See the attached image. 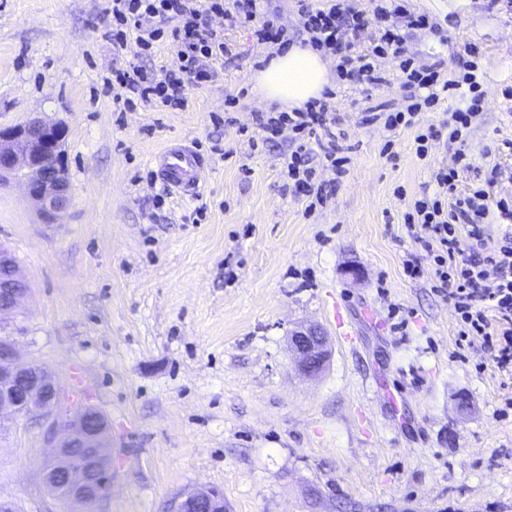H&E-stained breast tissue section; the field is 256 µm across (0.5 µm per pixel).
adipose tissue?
I'll return each instance as SVG.
<instances>
[{
    "mask_svg": "<svg viewBox=\"0 0 512 512\" xmlns=\"http://www.w3.org/2000/svg\"><path fill=\"white\" fill-rule=\"evenodd\" d=\"M328 84L324 52L299 44L282 48L256 77V88L265 99L292 109L321 99Z\"/></svg>",
    "mask_w": 512,
    "mask_h": 512,
    "instance_id": "adipose-tissue-1",
    "label": "adipose tissue"
}]
</instances>
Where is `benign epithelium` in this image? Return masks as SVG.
Listing matches in <instances>:
<instances>
[{
  "label": "benign epithelium",
  "mask_w": 512,
  "mask_h": 512,
  "mask_svg": "<svg viewBox=\"0 0 512 512\" xmlns=\"http://www.w3.org/2000/svg\"><path fill=\"white\" fill-rule=\"evenodd\" d=\"M64 129L57 124L32 119L14 128H0V182L21 179L28 196L45 215L56 217L67 204L69 182L62 165ZM0 320L15 313L29 293L13 258L0 247ZM300 370L309 376L321 372L329 356L327 337L318 326L300 327L288 337ZM59 392L40 367L18 362L15 343L0 338V417L40 410L55 416L50 424L51 452L42 468V478L56 499L71 507L97 502L109 492L112 482L111 455L105 444L106 422L91 406H85L77 421L58 413ZM173 512H224L223 494L204 488L179 497Z\"/></svg>",
  "instance_id": "benign-epithelium-1"
}]
</instances>
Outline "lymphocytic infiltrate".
<instances>
[{
    "mask_svg": "<svg viewBox=\"0 0 512 512\" xmlns=\"http://www.w3.org/2000/svg\"><path fill=\"white\" fill-rule=\"evenodd\" d=\"M265 0H112L113 44L135 41L142 56L148 57L157 42L169 40L177 52L178 68L166 80L155 81L143 66L116 70L112 91L116 97L136 94L145 103L158 102L172 109H185V78L205 83L214 73L210 61L230 56L224 33L250 30L257 41L286 45V30L264 7ZM371 15L346 5L345 0H302L299 8L310 44L337 56L342 81L364 87L380 85L383 77L377 60L391 54L399 58L402 86L409 92L404 109L387 113L384 127L394 132L416 129L415 151L427 160L433 141L446 139L455 145L454 167L432 172L433 192L416 199L405 215V227L420 244L421 253H407L403 262L408 278L423 275L422 255L433 259L434 289L451 304L459 329L455 345L466 352L482 341L501 376L502 388L512 387V199L492 200L490 190L499 167H492L484 182L460 190L461 172L471 170L472 160L464 150L473 121L484 96L485 72L478 62H463L453 74H445L442 62L416 66L407 56L404 31L433 29L425 14L416 12L410 0H372ZM223 15L222 28L212 27L211 15ZM368 45H360L359 34L368 24ZM368 30V29H367ZM458 99L439 125H424L422 110L447 99ZM255 126L262 145L274 144L282 130L294 134L292 146L282 156V167L294 194L324 200L315 180L317 168L335 175L345 172L346 157L336 147V116L329 102L314 100L305 108L290 112L257 114ZM509 221L510 226L495 242H488L485 228Z\"/></svg>",
    "mask_w": 512,
    "mask_h": 512,
    "instance_id": "obj_1",
    "label": "lymphocytic infiltrate"
}]
</instances>
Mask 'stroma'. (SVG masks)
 I'll use <instances>...</instances> for the list:
<instances>
[{"mask_svg": "<svg viewBox=\"0 0 512 512\" xmlns=\"http://www.w3.org/2000/svg\"><path fill=\"white\" fill-rule=\"evenodd\" d=\"M413 6L442 26L408 35L417 64L456 66L472 44L483 56L468 152L512 142V10ZM109 7L0 0V128L36 116L63 126L70 184L53 221L22 182L0 184V246L30 288L0 336L53 377L61 415L86 402L107 419L112 489L90 512H171L205 487L223 492L226 512H512L500 376L481 344L454 357L453 307L430 276L403 273L417 248L403 215L432 189V167L412 131L390 140L361 122L400 106L397 60L379 59L387 81L362 93L333 80L351 162L311 209L281 171L290 133L248 143L256 113L272 109L254 88L271 46L228 32L235 57L187 84L186 110L129 107L106 80L139 49L113 47ZM177 139L209 162L190 198L155 175ZM302 324L320 326L331 351L313 378L288 348ZM48 421L19 414L0 430V497L19 512L65 510L40 474Z\"/></svg>", "mask_w": 512, "mask_h": 512, "instance_id": "1", "label": "stroma"}]
</instances>
